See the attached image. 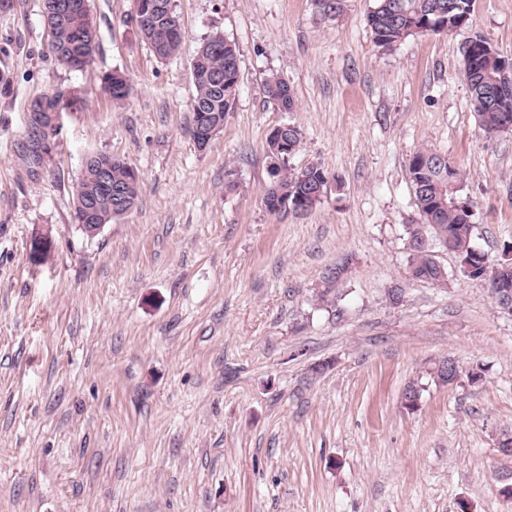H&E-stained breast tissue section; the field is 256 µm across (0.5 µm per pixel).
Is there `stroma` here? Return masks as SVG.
Returning a JSON list of instances; mask_svg holds the SVG:
<instances>
[{"label": "stroma", "mask_w": 512, "mask_h": 512, "mask_svg": "<svg viewBox=\"0 0 512 512\" xmlns=\"http://www.w3.org/2000/svg\"><path fill=\"white\" fill-rule=\"evenodd\" d=\"M173 3L183 41L162 61L135 0H89L97 48L78 71L51 53L42 0H0V512H512L497 444L512 313L444 248V284L410 279L405 234L420 220L408 158L428 146L463 173L474 245L499 261L512 244V131L484 135L463 75L474 36L512 57V0H475L466 26L388 52L373 0L337 22L311 0ZM216 32L237 47L239 93L201 150L191 62ZM113 71L131 83L118 103ZM273 73L294 111L265 95ZM54 96L46 136L31 118ZM282 124L303 133L289 167L332 177L305 211L264 203ZM93 153L142 192L90 237L74 185ZM40 234L53 248L36 264ZM345 256L337 299L317 304ZM445 357L451 384L428 375ZM349 268V259L348 257L342 258L340 261L336 262L335 265H332L326 268L322 274V291L317 294V300L326 306H329L336 299L337 293L336 286L344 279L345 275L348 272Z\"/></svg>", "instance_id": "obj_1"}]
</instances>
